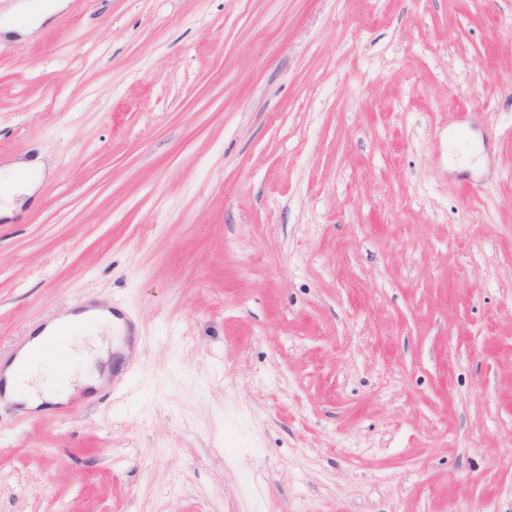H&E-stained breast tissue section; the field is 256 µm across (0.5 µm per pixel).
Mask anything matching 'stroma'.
Listing matches in <instances>:
<instances>
[{"label":"stroma","mask_w":512,"mask_h":512,"mask_svg":"<svg viewBox=\"0 0 512 512\" xmlns=\"http://www.w3.org/2000/svg\"><path fill=\"white\" fill-rule=\"evenodd\" d=\"M0 512H512V0H69L0 43ZM45 164L40 156L0 167V217L12 216L15 197L31 196L43 177ZM18 176H24L18 178ZM111 306H87L79 312H70L54 322L43 325L30 335L27 342L9 359L2 363V388L6 400L18 403L25 411H40L46 405L66 403L76 389L91 391L106 382L110 366L108 347L92 354L78 353L74 349V334L80 331L95 333L105 331L112 337ZM62 326L69 328V335L64 344L69 364L76 358L84 364L82 372L73 380V384L65 390L58 388L62 377L61 371L68 367V358L59 348L60 340L66 335L60 329L56 338L49 342L39 353L53 357H41L34 350L42 346ZM57 362V364H56ZM104 365L100 371L99 364Z\"/></svg>","instance_id":"stroma-1"}]
</instances>
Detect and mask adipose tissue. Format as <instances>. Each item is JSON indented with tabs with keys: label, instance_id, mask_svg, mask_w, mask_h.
Returning a JSON list of instances; mask_svg holds the SVG:
<instances>
[{
	"label": "adipose tissue",
	"instance_id": "adipose-tissue-1",
	"mask_svg": "<svg viewBox=\"0 0 512 512\" xmlns=\"http://www.w3.org/2000/svg\"><path fill=\"white\" fill-rule=\"evenodd\" d=\"M67 2L25 0L20 10V19L0 20V34L8 38L17 34H32L66 6ZM44 170L45 164L37 156L0 167V217L12 216L13 202L17 196H29L35 192ZM112 321L111 307L90 305L82 311L68 313L38 328L11 359L0 362V395L18 403L23 410L35 412L52 404L67 402L76 390L89 391L99 387L107 380L108 373L103 366L109 361L108 351L102 349L91 354H77L72 336L80 331H111ZM62 326L68 327L71 333L70 339L64 344L69 359L78 358L84 364L72 386L65 390L58 387L61 375L55 359L35 353L36 348L42 346Z\"/></svg>",
	"mask_w": 512,
	"mask_h": 512
}]
</instances>
